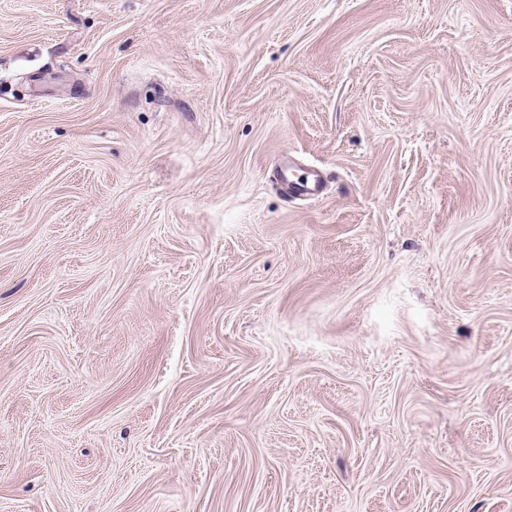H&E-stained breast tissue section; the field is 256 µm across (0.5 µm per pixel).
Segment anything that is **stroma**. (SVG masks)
<instances>
[{
	"label": "stroma",
	"instance_id": "obj_1",
	"mask_svg": "<svg viewBox=\"0 0 512 512\" xmlns=\"http://www.w3.org/2000/svg\"><path fill=\"white\" fill-rule=\"evenodd\" d=\"M0 512H512V0H0ZM281 177L288 181V185L291 189V193L293 196H302V195H318L321 191V183L320 181H305V182H296L293 179V174L291 172V167L289 165V161H286L281 168Z\"/></svg>",
	"mask_w": 512,
	"mask_h": 512
}]
</instances>
